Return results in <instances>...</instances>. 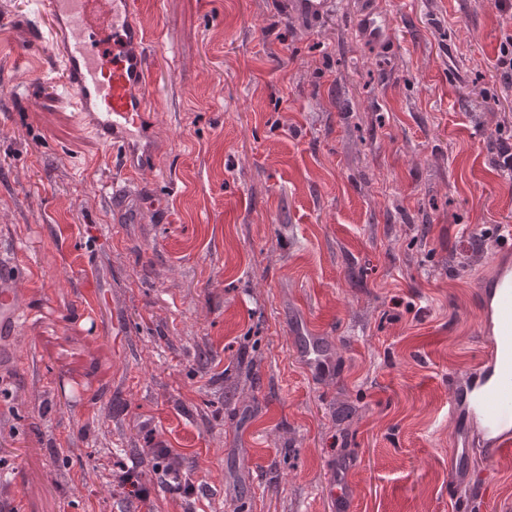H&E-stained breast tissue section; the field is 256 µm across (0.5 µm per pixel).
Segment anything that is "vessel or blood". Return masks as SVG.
<instances>
[{
  "label": "vessel or blood",
  "instance_id": "1",
  "mask_svg": "<svg viewBox=\"0 0 512 512\" xmlns=\"http://www.w3.org/2000/svg\"><path fill=\"white\" fill-rule=\"evenodd\" d=\"M39 15L48 31L38 34V41L62 45L57 62L78 118L119 159L122 177L112 184V201L127 205L131 183L159 162L145 131L147 34L134 18L131 0H39ZM359 36L372 45L388 43L392 33L383 13L367 11ZM479 306L491 341L478 371L452 383L448 398L461 462L474 448L494 459L512 457V261L505 253L495 256ZM23 320L14 278L0 267V358L12 357L8 338ZM299 351L310 372L328 369L330 347L323 337H303Z\"/></svg>",
  "mask_w": 512,
  "mask_h": 512
}]
</instances>
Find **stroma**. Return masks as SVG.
Returning <instances> with one entry per match:
<instances>
[{
  "label": "stroma",
  "instance_id": "1",
  "mask_svg": "<svg viewBox=\"0 0 512 512\" xmlns=\"http://www.w3.org/2000/svg\"><path fill=\"white\" fill-rule=\"evenodd\" d=\"M390 43L364 44L365 11ZM155 169L120 168L0 0V262L26 313L0 363V512H470L512 460L455 465L452 381L512 226V0H134ZM326 337L308 374L298 337ZM172 451L170 493L151 448ZM141 464L147 501L115 477ZM348 482L339 504L330 488Z\"/></svg>",
  "mask_w": 512,
  "mask_h": 512
}]
</instances>
